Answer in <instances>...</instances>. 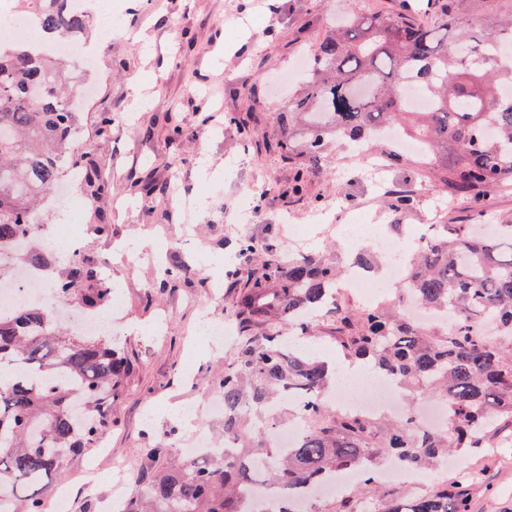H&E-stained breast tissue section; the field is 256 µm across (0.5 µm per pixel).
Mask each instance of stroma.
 Returning a JSON list of instances; mask_svg holds the SVG:
<instances>
[{"mask_svg":"<svg viewBox=\"0 0 512 512\" xmlns=\"http://www.w3.org/2000/svg\"><path fill=\"white\" fill-rule=\"evenodd\" d=\"M405 0H152L150 10L129 15L124 33L109 40L90 34L87 46L97 64L87 78L96 92L82 106L78 131L84 163L96 166L108 184L92 194L84 181L69 185L68 214L89 226L84 252L120 286L126 325L112 341L133 361L135 372L112 402V457L135 474L148 448L165 434L185 438L168 408L198 402L205 385L216 383L224 351L194 330L200 315L223 320L232 304L228 288H215L212 273L237 264L232 244L243 236L274 237L282 256L312 253L347 263L351 247L318 219L336 223L360 218L367 224H463L468 214L461 196L438 180L420 177L418 159L382 168L372 175L342 145L311 165L302 198L273 196L272 187L291 182L288 163L265 151V141L281 135L283 122L270 102L272 87L299 59L309 57L334 19L354 10L396 11ZM151 93L144 107L133 101L134 86ZM116 117L109 133L98 134L101 113ZM245 120L250 136L239 133ZM150 177L176 183L183 198L199 200L193 215L176 202L159 207L154 197L132 188ZM411 188L412 210L391 211L390 191ZM248 203L241 215L240 203ZM112 226L110 235L92 233L97 214ZM136 238L154 250L155 261L117 267L113 247ZM179 269L176 287L160 288L161 269ZM161 411L149 423L147 409ZM76 460L61 478L69 491L68 512H99L109 484L79 478ZM427 480H468L471 512H512V446L496 436L489 447L458 456Z\"/></svg>","mask_w":512,"mask_h":512,"instance_id":"obj_1","label":"stroma"}]
</instances>
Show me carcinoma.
<instances>
[{"instance_id":"1","label":"carcinoma","mask_w":512,"mask_h":512,"mask_svg":"<svg viewBox=\"0 0 512 512\" xmlns=\"http://www.w3.org/2000/svg\"><path fill=\"white\" fill-rule=\"evenodd\" d=\"M512 0H442L437 24L409 12L357 11L316 46L308 76L288 99V120L301 142L266 145L295 165L298 194L306 165L316 164L332 141L359 143L374 132L399 128L426 151L455 155L430 173L472 197L470 224H436L420 243L401 289L422 309L452 311L445 329L422 325L395 302L352 310L332 304L336 351L346 360L367 359L404 393L448 400V422L420 426L413 410L401 419L339 414L320 394L332 377L328 362L286 344L283 331L316 338L311 314L332 298L341 271L314 254L282 259L276 245L252 237L235 251L260 255V264L228 271L237 289L230 319L239 336L224 374L209 391L224 397V448L177 464L173 444L149 449L124 512H246L241 508L251 467L265 469L277 512L327 477L362 470L357 487L331 512H470L459 486L441 480L420 493L384 486L375 465L386 456L411 467L436 469L448 453L486 447L487 433L512 427V224L493 235L476 230L491 189L512 182V60L498 50L512 42V26L469 31L448 46L470 5L491 14ZM18 10L42 17L49 35L64 39L90 27L65 0H18ZM65 59L24 46L0 44V275L14 263L32 265L56 281L64 300L88 314L112 304V280L89 256L60 271L53 253L19 248L43 236L38 206L64 178L65 145L76 133L77 113L66 107ZM414 195L388 200L404 212ZM277 287L272 288L270 284ZM0 512H46L48 486L72 461L92 453L112 428V397L133 373L124 352L105 336L64 327L48 310L21 306L0 312ZM295 406L284 414L267 407L283 395ZM300 421L297 444L269 449L268 424Z\"/></svg>"}]
</instances>
